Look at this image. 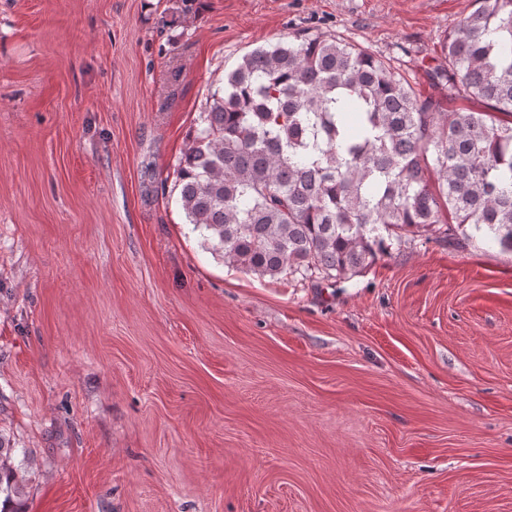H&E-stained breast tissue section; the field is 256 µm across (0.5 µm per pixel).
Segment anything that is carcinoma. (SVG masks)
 <instances>
[{
  "label": "carcinoma",
  "instance_id": "obj_1",
  "mask_svg": "<svg viewBox=\"0 0 512 512\" xmlns=\"http://www.w3.org/2000/svg\"><path fill=\"white\" fill-rule=\"evenodd\" d=\"M474 3L421 84L334 35L224 73L175 169L206 249L260 277L331 283L422 229L512 254V0ZM13 452L0 436V512H21Z\"/></svg>",
  "mask_w": 512,
  "mask_h": 512
}]
</instances>
